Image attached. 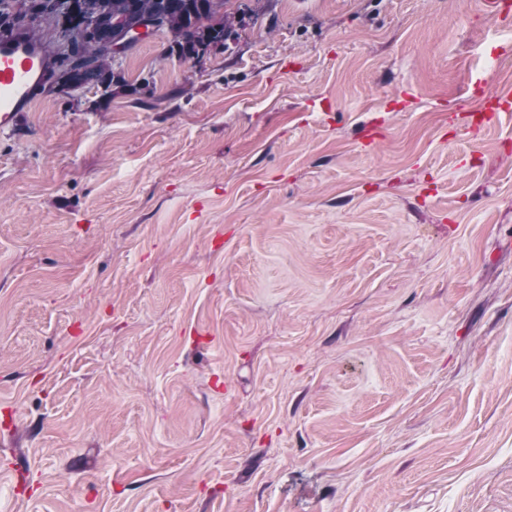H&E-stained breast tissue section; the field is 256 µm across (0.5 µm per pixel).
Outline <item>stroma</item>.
Here are the masks:
<instances>
[{
	"label": "stroma",
	"mask_w": 512,
	"mask_h": 512,
	"mask_svg": "<svg viewBox=\"0 0 512 512\" xmlns=\"http://www.w3.org/2000/svg\"><path fill=\"white\" fill-rule=\"evenodd\" d=\"M244 3L0 132V512H512V16Z\"/></svg>",
	"instance_id": "stroma-1"
}]
</instances>
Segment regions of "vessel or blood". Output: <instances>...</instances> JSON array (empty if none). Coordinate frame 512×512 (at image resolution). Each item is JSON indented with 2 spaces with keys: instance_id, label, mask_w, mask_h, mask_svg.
Wrapping results in <instances>:
<instances>
[{
  "instance_id": "obj_1",
  "label": "vessel or blood",
  "mask_w": 512,
  "mask_h": 512,
  "mask_svg": "<svg viewBox=\"0 0 512 512\" xmlns=\"http://www.w3.org/2000/svg\"><path fill=\"white\" fill-rule=\"evenodd\" d=\"M40 42L0 40V129L11 127L32 105L45 73Z\"/></svg>"
}]
</instances>
